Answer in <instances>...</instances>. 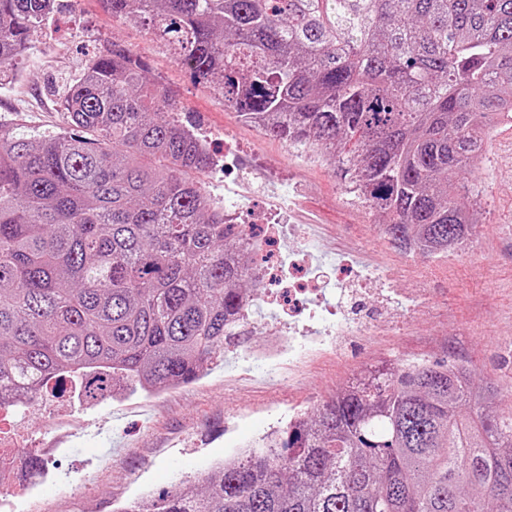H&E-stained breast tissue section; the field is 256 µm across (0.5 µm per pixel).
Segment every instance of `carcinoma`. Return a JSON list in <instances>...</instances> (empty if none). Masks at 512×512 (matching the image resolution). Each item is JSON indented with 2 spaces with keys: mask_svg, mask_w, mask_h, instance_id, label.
<instances>
[{
  "mask_svg": "<svg viewBox=\"0 0 512 512\" xmlns=\"http://www.w3.org/2000/svg\"><path fill=\"white\" fill-rule=\"evenodd\" d=\"M57 0H0V68ZM224 106L337 168L400 248L473 234L493 129L512 123V0H103ZM125 48L99 50L61 105L76 136L0 128V399L115 378L195 381L253 284L194 178L213 158ZM407 360L216 463L197 485L116 512H512L508 383Z\"/></svg>",
  "mask_w": 512,
  "mask_h": 512,
  "instance_id": "carcinoma-1",
  "label": "carcinoma"
}]
</instances>
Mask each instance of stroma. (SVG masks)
Returning a JSON list of instances; mask_svg holds the SVG:
<instances>
[{"label": "stroma", "mask_w": 512, "mask_h": 512, "mask_svg": "<svg viewBox=\"0 0 512 512\" xmlns=\"http://www.w3.org/2000/svg\"><path fill=\"white\" fill-rule=\"evenodd\" d=\"M61 2L25 59L0 70V126L31 137L67 131L61 95L83 74L89 51L117 44L142 57L151 77L175 93L183 121L231 147L232 165L218 162L200 175L227 223L270 219L282 230L277 261L301 245L322 270L321 299L295 334L326 342L293 360L254 362L253 348L279 320L262 283L248 318L200 379L150 395L122 387L89 409L72 395L50 394L11 415V445L40 455L51 471L30 481L40 512H116L197 480L357 378L408 359L465 364L480 382L512 377V164L504 158L512 146L501 133L482 163L485 192L471 242L444 256L406 252L346 193L340 172L243 122L147 31L112 17L101 0ZM346 258L354 269L337 277ZM372 321L383 335L366 330Z\"/></svg>", "instance_id": "1"}]
</instances>
